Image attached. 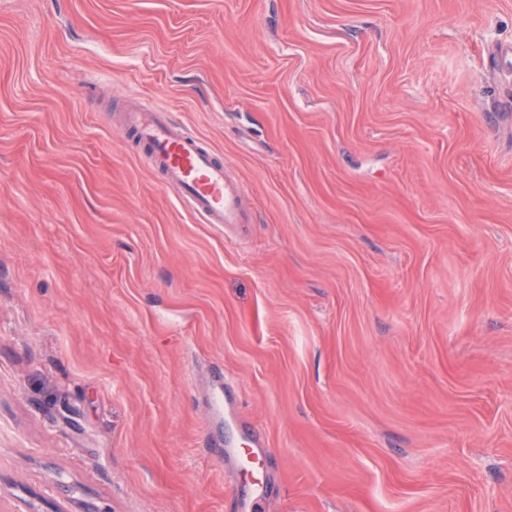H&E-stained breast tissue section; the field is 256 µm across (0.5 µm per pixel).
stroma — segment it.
Listing matches in <instances>:
<instances>
[{"label":"stroma","instance_id":"obj_1","mask_svg":"<svg viewBox=\"0 0 512 512\" xmlns=\"http://www.w3.org/2000/svg\"><path fill=\"white\" fill-rule=\"evenodd\" d=\"M137 98L240 179L245 237L148 163ZM257 432L256 472L214 452ZM257 480L262 512H512V0H0V512ZM211 391L207 398V410L211 420L222 421L224 410V378L215 376L209 379Z\"/></svg>","mask_w":512,"mask_h":512}]
</instances>
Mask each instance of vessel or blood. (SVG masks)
<instances>
[{
    "label": "vessel or blood",
    "mask_w": 512,
    "mask_h": 512,
    "mask_svg": "<svg viewBox=\"0 0 512 512\" xmlns=\"http://www.w3.org/2000/svg\"><path fill=\"white\" fill-rule=\"evenodd\" d=\"M128 110L129 129L150 156L154 168L196 214L209 224H251L243 186L198 136L152 104L135 101ZM210 383L207 410L210 419L218 420L224 410V380L215 376Z\"/></svg>",
    "instance_id": "obj_1"
}]
</instances>
